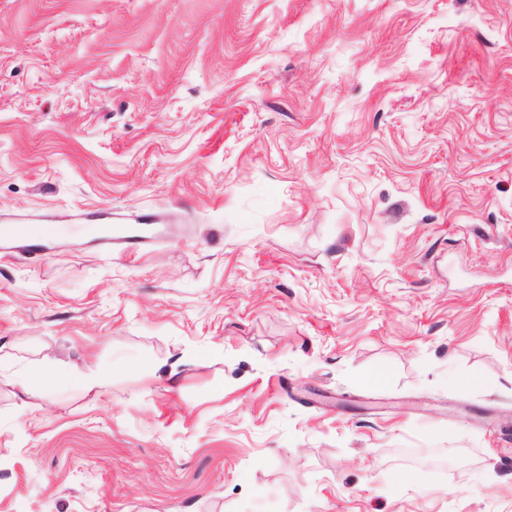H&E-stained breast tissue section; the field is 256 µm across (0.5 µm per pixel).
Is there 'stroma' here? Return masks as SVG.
Listing matches in <instances>:
<instances>
[{
  "mask_svg": "<svg viewBox=\"0 0 512 512\" xmlns=\"http://www.w3.org/2000/svg\"><path fill=\"white\" fill-rule=\"evenodd\" d=\"M1 224L0 512H512V0H0ZM52 375L42 366H34L28 369L18 379V384L24 394L30 397H40L51 383Z\"/></svg>",
  "mask_w": 512,
  "mask_h": 512,
  "instance_id": "stroma-1",
  "label": "stroma"
}]
</instances>
